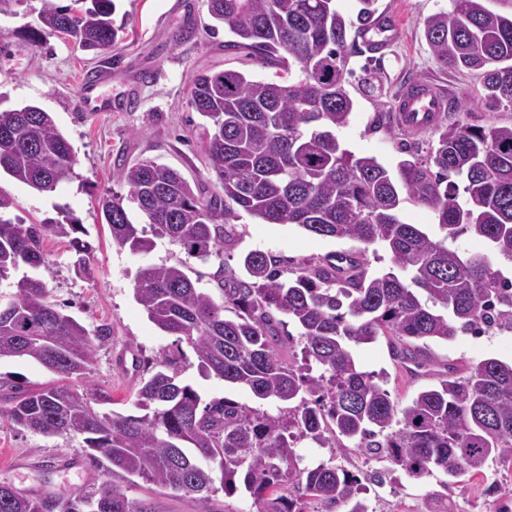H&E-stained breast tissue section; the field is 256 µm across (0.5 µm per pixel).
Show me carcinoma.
I'll list each match as a JSON object with an SVG mask.
<instances>
[{
  "label": "carcinoma",
  "instance_id": "carcinoma-1",
  "mask_svg": "<svg viewBox=\"0 0 512 512\" xmlns=\"http://www.w3.org/2000/svg\"><path fill=\"white\" fill-rule=\"evenodd\" d=\"M485 0H451V11L424 20L430 50L443 69L482 79L484 98L512 107V16ZM209 16L232 39L224 50L244 53L273 77L251 79L226 69L190 78V104L203 119L202 149L222 193L203 197L183 175L153 160L123 170L128 193H110L99 207L112 240L133 254L160 244L178 249L173 263L138 270L134 297L173 347L147 368L135 408H109L112 394L67 383L36 389L0 381L10 422L46 437L80 435L97 469L91 490L55 503L58 512H168L169 493L212 496L237 490L257 497L281 485L288 494L266 499L264 512H303L302 499L366 512L359 480L336 465L298 467L294 444L308 439L385 459L420 478L430 467L450 477L476 475L488 462L512 464V364L486 359L466 376L448 368L439 386L402 409L391 393L361 370L352 347L384 336L399 363L424 366L418 341H450L459 334L512 332V281L483 255L448 242L486 241L512 263V125L447 124L425 155L397 164L398 175L371 155L344 148L337 131L354 100L348 86L352 23L336 0H205ZM112 0H44L32 36L65 35L86 51L112 46L117 35ZM75 157L50 113L35 105L0 111V171L38 192L69 176ZM427 205L446 232L434 239L401 219L404 199ZM143 222L136 224L127 204ZM0 194V358L26 357L67 379H83L112 327L90 331L63 312L48 288L47 236L68 239L74 267L86 268L90 245L71 213L49 224L8 216ZM267 224H295L321 237L380 243L392 267L367 274L360 252L345 262L308 260L295 277L279 257L250 251L241 273L224 265L214 287L192 278L190 260L233 251L242 214ZM232 316H225V312ZM281 318H276V315ZM299 329L301 361L285 358L293 341L280 328ZM204 377L244 387L260 400L284 404L276 415L229 398L202 403L179 376L184 348ZM314 400H309V397ZM140 478L159 489L133 500L125 484ZM0 512H48L44 499L0 483Z\"/></svg>",
  "mask_w": 512,
  "mask_h": 512
}]
</instances>
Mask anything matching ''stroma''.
I'll return each instance as SVG.
<instances>
[{
    "label": "stroma",
    "mask_w": 512,
    "mask_h": 512,
    "mask_svg": "<svg viewBox=\"0 0 512 512\" xmlns=\"http://www.w3.org/2000/svg\"><path fill=\"white\" fill-rule=\"evenodd\" d=\"M114 4L117 37L109 50L98 54L80 49L64 35L34 40L30 32L38 25L43 0H14L8 11L0 12V111L31 104L51 112L75 156L71 174L54 191L37 192L1 173L0 194L11 199V216L26 223L56 217L62 207L82 224V238L92 246L85 273L75 272L74 254L66 240L47 237L43 248L51 263L49 286L54 299L69 305L71 315L87 327L111 325L112 342L98 352L84 383L109 391L116 411L131 414L141 372L117 365V355L130 350L152 360L173 343L137 303L134 278L139 267L175 259L178 252L167 244L147 255L119 248L98 209V199L106 193H126L122 168L146 158L178 170L203 194L217 192L202 150V118L189 103L190 78L201 71L227 68L255 79L273 76L274 71L243 55L225 53L230 34L224 28L211 32L204 0H114ZM377 7L399 22L401 34L378 53L365 52L359 44L354 47L350 58L354 78H361L364 70L374 71L379 88L374 95L356 96L348 123L338 132L346 149L376 156L393 170L432 141L430 131H406L392 120V102L412 77L434 83L451 100L468 101V111L445 112L447 123L512 124V109L485 104L476 74L437 67L425 40L424 20L450 10L449 0H377ZM87 80L99 83L95 94L102 111L86 112L81 107L80 87ZM241 222L244 234L236 249L221 258L211 257L201 265L202 273L212 275L221 265L238 269L241 255L252 250L279 256L292 270L303 261L348 250L363 253L368 273L390 266V255L379 244L320 237L293 224H268L247 214ZM355 355L363 370L373 373L403 407L420 391L436 386L446 366L464 374L490 358L511 363L512 332L462 334L448 342H430L428 363L418 370L394 362L383 337L357 347ZM0 378L38 388L57 376L15 357L0 359ZM181 378L203 400L228 397L272 415L277 412L275 404L257 399L249 390L203 377L195 359L184 364ZM295 452L305 466L327 463L356 475L364 487L368 512H512V465L491 462L475 476L453 478L435 469L412 478L400 467L354 450L342 453L303 440ZM93 474L81 436L47 438L10 426L0 417V483L63 500L88 490Z\"/></svg>",
    "instance_id": "1"
}]
</instances>
